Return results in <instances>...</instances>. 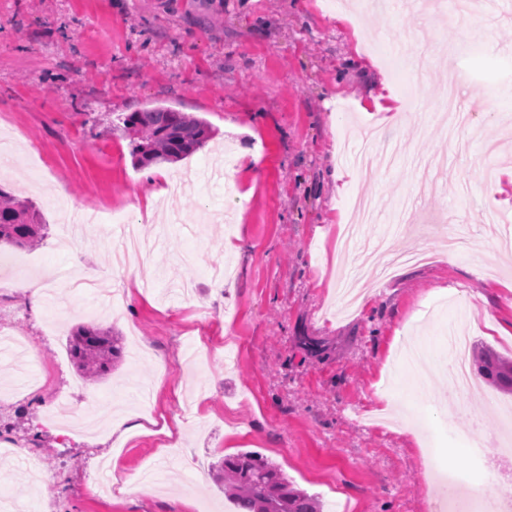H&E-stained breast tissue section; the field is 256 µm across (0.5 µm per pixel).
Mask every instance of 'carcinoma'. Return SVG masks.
I'll use <instances>...</instances> for the list:
<instances>
[{
    "label": "carcinoma",
    "mask_w": 512,
    "mask_h": 512,
    "mask_svg": "<svg viewBox=\"0 0 512 512\" xmlns=\"http://www.w3.org/2000/svg\"><path fill=\"white\" fill-rule=\"evenodd\" d=\"M117 121L131 135L130 154L138 168L180 161L212 136L205 119L163 105L122 113ZM43 227L40 215L28 201L0 187V244H39ZM67 352L81 375L95 382L109 375L120 362L123 344L110 329L82 325L68 336ZM474 362L487 382L512 394V359L482 346L475 351ZM215 476L224 485V496L235 512H323L318 497L295 488L277 466L252 452L224 458Z\"/></svg>",
    "instance_id": "1"
}]
</instances>
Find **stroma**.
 I'll return each instance as SVG.
<instances>
[{
	"label": "stroma",
	"mask_w": 512,
	"mask_h": 512,
	"mask_svg": "<svg viewBox=\"0 0 512 512\" xmlns=\"http://www.w3.org/2000/svg\"><path fill=\"white\" fill-rule=\"evenodd\" d=\"M385 2L351 23L353 0H0V136L12 148L0 187L47 224L43 244L6 247L12 260L0 261V320L45 368L27 384L0 360V428L39 435L48 454L35 512H231L211 475L189 481L175 448L212 465L255 452L324 512H427L426 459L466 473L461 506L482 478L512 476L498 451L477 466L469 434L477 420L499 439L511 395L480 379L461 405L423 397L444 389L449 323L512 357V335L488 325L512 319V251L499 246L512 240V202L489 203L483 178L487 162L512 167V6L475 0L451 15L449 0ZM457 70L473 119L450 132L439 96ZM385 82L404 107L394 122L369 107ZM157 104L204 118L212 137L165 164L181 188L149 209V171L110 121ZM391 145L398 161L377 178L343 195L328 185L332 167ZM223 154L230 188L212 170ZM55 198L132 214L159 242L148 288L115 271L103 236L63 241ZM403 205L410 224L474 237L471 255L451 264L437 236L400 235L390 248L436 257L380 278L359 253ZM225 261L219 286L212 271ZM75 266L123 292L119 316L75 290L59 325L14 287ZM79 323L135 338L144 358L74 387L66 338ZM51 403L123 407L129 432L71 438L48 422ZM105 458L121 479L150 465L164 478L123 498L98 486Z\"/></svg>",
	"instance_id": "stroma-1"
}]
</instances>
